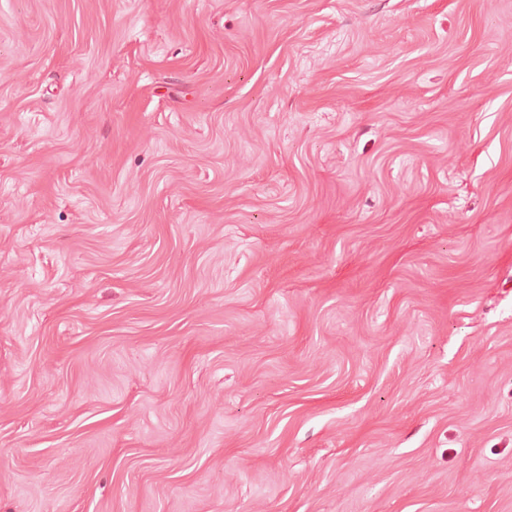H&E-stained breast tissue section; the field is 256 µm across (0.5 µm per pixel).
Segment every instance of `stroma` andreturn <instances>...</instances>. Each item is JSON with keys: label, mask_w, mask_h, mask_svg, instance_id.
I'll return each mask as SVG.
<instances>
[{"label": "stroma", "mask_w": 512, "mask_h": 512, "mask_svg": "<svg viewBox=\"0 0 512 512\" xmlns=\"http://www.w3.org/2000/svg\"><path fill=\"white\" fill-rule=\"evenodd\" d=\"M0 512H512V0H0Z\"/></svg>", "instance_id": "obj_1"}]
</instances>
